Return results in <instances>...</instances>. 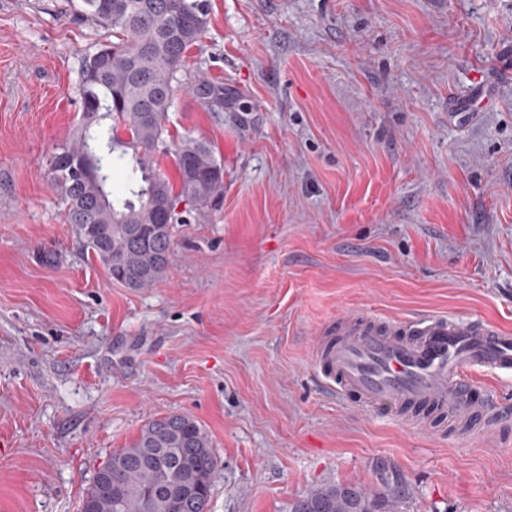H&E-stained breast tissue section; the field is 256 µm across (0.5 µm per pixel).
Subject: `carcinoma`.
Masks as SVG:
<instances>
[{
    "instance_id": "carcinoma-1",
    "label": "carcinoma",
    "mask_w": 512,
    "mask_h": 512,
    "mask_svg": "<svg viewBox=\"0 0 512 512\" xmlns=\"http://www.w3.org/2000/svg\"><path fill=\"white\" fill-rule=\"evenodd\" d=\"M76 12L115 40L83 60V124L52 157V179L83 249L125 287L149 288L168 265L178 205L203 206L224 185V165L202 140L174 145V181L160 171L158 158L178 73L207 25L206 3L78 0ZM190 90L208 111H224V85L198 75ZM88 162L102 182L84 172ZM115 169L125 171L120 189L112 186ZM215 469L201 425L169 414L112 452V468L96 472L84 499L96 512H207ZM376 470L375 487L321 486L299 496L290 512H415L400 472L386 461Z\"/></svg>"
}]
</instances>
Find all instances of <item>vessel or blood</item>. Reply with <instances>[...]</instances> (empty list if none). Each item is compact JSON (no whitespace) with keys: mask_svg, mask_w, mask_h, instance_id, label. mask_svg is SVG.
<instances>
[{"mask_svg":"<svg viewBox=\"0 0 512 512\" xmlns=\"http://www.w3.org/2000/svg\"><path fill=\"white\" fill-rule=\"evenodd\" d=\"M331 395L416 424L437 411L466 433L500 430L507 414L491 399L476 401L472 375L512 376V332L480 318L425 314L377 325L345 315L331 321L312 363Z\"/></svg>","mask_w":512,"mask_h":512,"instance_id":"1","label":"vessel or blood"}]
</instances>
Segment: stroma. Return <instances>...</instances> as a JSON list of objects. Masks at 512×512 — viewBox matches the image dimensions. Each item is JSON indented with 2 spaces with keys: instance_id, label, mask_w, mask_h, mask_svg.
<instances>
[{
  "instance_id": "35a3bbf8",
  "label": "stroma",
  "mask_w": 512,
  "mask_h": 512,
  "mask_svg": "<svg viewBox=\"0 0 512 512\" xmlns=\"http://www.w3.org/2000/svg\"><path fill=\"white\" fill-rule=\"evenodd\" d=\"M111 38L69 0H0V512H80L167 414L210 438L208 512H290L379 460L416 512H512V420L409 425L311 368L345 314L512 330V0H208L180 78L226 103L179 91L167 130L208 141L224 187L144 290L82 250L49 173ZM190 90L210 112L224 109V86L204 76H196L190 82Z\"/></svg>"
}]
</instances>
